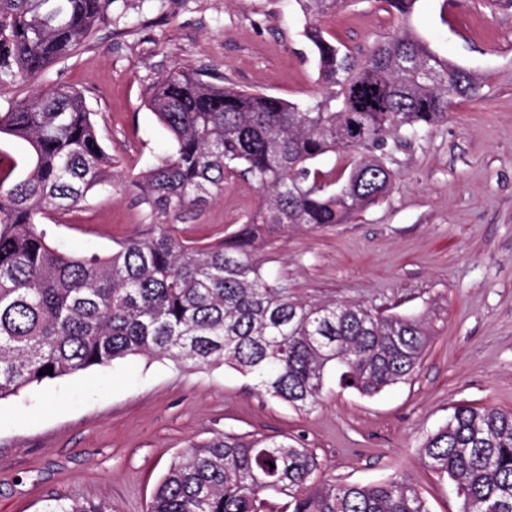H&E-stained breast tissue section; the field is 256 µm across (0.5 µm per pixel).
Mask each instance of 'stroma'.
<instances>
[{"label":"stroma","instance_id":"35a3bbf8","mask_svg":"<svg viewBox=\"0 0 512 512\" xmlns=\"http://www.w3.org/2000/svg\"><path fill=\"white\" fill-rule=\"evenodd\" d=\"M288 0H114L112 18L66 59L0 86V109L57 84L83 91L120 171L133 174L167 146L150 110L154 85L181 69L305 102L318 90ZM412 28L479 73L477 97L457 102L421 140L388 142L387 196L347 224L288 229L269 252L278 286L308 303L336 301L420 318L430 334L411 380L364 397L328 378L319 403L294 409L261 396L226 366L195 368L132 356L0 400V512H47L55 502L147 512L171 462L226 433L297 438L316 479L412 484L430 512H459L454 483L426 467L427 434L465 403L512 411V11L486 0H420ZM326 32L366 52L400 22L384 0H348ZM261 202L235 178L175 223L210 242ZM151 218L133 193L110 187L47 222V241L104 256L146 237Z\"/></svg>","mask_w":512,"mask_h":512}]
</instances>
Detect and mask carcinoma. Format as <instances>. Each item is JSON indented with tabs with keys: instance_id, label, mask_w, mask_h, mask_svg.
I'll list each match as a JSON object with an SVG mask.
<instances>
[{
	"instance_id": "cac0c4a2",
	"label": "carcinoma",
	"mask_w": 512,
	"mask_h": 512,
	"mask_svg": "<svg viewBox=\"0 0 512 512\" xmlns=\"http://www.w3.org/2000/svg\"><path fill=\"white\" fill-rule=\"evenodd\" d=\"M320 90L294 103L173 70L149 106L170 136L129 179L155 233L104 257L53 250L44 221L119 179L82 90L56 85L0 111V400L129 356L226 365L295 409L327 377L373 397L411 379L429 344L413 316L308 304L276 287L265 254L301 226L344 224L390 189L389 138L420 139L482 79L409 26L420 0H385L402 25L366 54L325 36L347 0H292ZM113 0H0V85L67 58L112 18ZM351 168H321L330 154ZM253 182L263 200L228 236L184 240L170 219ZM53 368V375L39 371ZM456 483L461 512H512V412L458 404L421 445ZM298 442L226 433L175 460L147 512H429L409 483L317 482Z\"/></svg>"
}]
</instances>
